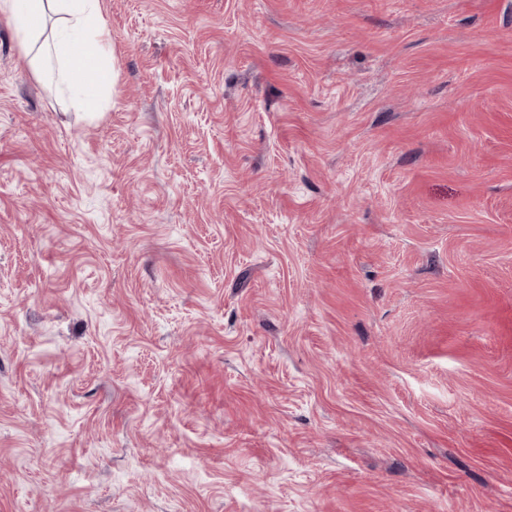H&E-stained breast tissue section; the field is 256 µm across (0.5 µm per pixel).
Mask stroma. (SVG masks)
<instances>
[{
    "mask_svg": "<svg viewBox=\"0 0 512 512\" xmlns=\"http://www.w3.org/2000/svg\"><path fill=\"white\" fill-rule=\"evenodd\" d=\"M94 116L0 15V512H512V0H100Z\"/></svg>",
    "mask_w": 512,
    "mask_h": 512,
    "instance_id": "stroma-1",
    "label": "stroma"
}]
</instances>
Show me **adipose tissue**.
Masks as SVG:
<instances>
[{
    "label": "adipose tissue",
    "instance_id": "obj_1",
    "mask_svg": "<svg viewBox=\"0 0 512 512\" xmlns=\"http://www.w3.org/2000/svg\"><path fill=\"white\" fill-rule=\"evenodd\" d=\"M0 14L13 24L34 70H41L46 57H53L59 91L76 94L85 111H100L98 98L85 81L90 71L103 85L112 78L100 0H0ZM51 14L59 17L62 27L47 51L38 42L44 33L43 21Z\"/></svg>",
    "mask_w": 512,
    "mask_h": 512
}]
</instances>
